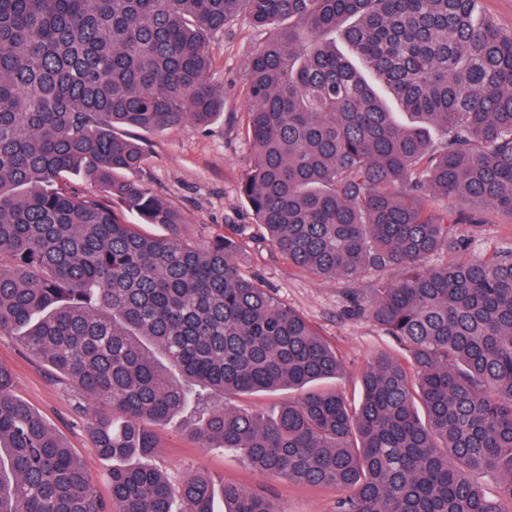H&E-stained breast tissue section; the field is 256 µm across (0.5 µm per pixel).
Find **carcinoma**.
Masks as SVG:
<instances>
[{
  "instance_id": "obj_1",
  "label": "carcinoma",
  "mask_w": 512,
  "mask_h": 512,
  "mask_svg": "<svg viewBox=\"0 0 512 512\" xmlns=\"http://www.w3.org/2000/svg\"><path fill=\"white\" fill-rule=\"evenodd\" d=\"M475 4L0 0V336L99 408L112 462L105 502L0 364V512H214L209 480L175 492L150 463L153 427L180 415L204 448L336 488L335 512H512V247L473 260L459 234L512 216V27ZM241 13L262 35L241 194L273 249L343 284L405 351L375 357L356 405L311 387L343 365L241 270L239 225L193 246L126 177L141 135L224 114L209 44ZM282 388L299 397L271 417L231 404ZM485 472L504 477L495 497ZM222 496L225 512H283L245 487Z\"/></svg>"
}]
</instances>
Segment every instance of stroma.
<instances>
[{"mask_svg": "<svg viewBox=\"0 0 512 512\" xmlns=\"http://www.w3.org/2000/svg\"><path fill=\"white\" fill-rule=\"evenodd\" d=\"M258 41L257 32L241 15L225 28L223 36L210 43L214 77L224 85L223 117L205 129L188 122L150 136L146 164L135 174L158 198L180 211L184 219L181 232L195 245H205L223 234L225 225L255 224L240 185L252 163L245 134L248 102L244 78ZM461 232L471 243L470 256L481 257L512 246V216L495 214L489 223L462 225ZM238 260L335 348L345 373L327 380L326 386L350 402H359V377L373 357L400 355L399 346L380 327L365 315L351 313L350 299L336 282L317 279L294 267L263 243L245 248ZM0 363L11 367L16 395L45 417L83 464L98 496L109 500L111 464L98 454L89 430L90 416L79 412L81 399L69 381L29 355L10 336H0ZM155 432L159 448L152 462L172 487L199 474L218 488L235 484L270 491L284 512H332L339 496L331 487L261 476L238 454L201 447L186 437L177 423L156 427Z\"/></svg>", "mask_w": 512, "mask_h": 512, "instance_id": "stroma-1", "label": "stroma"}]
</instances>
